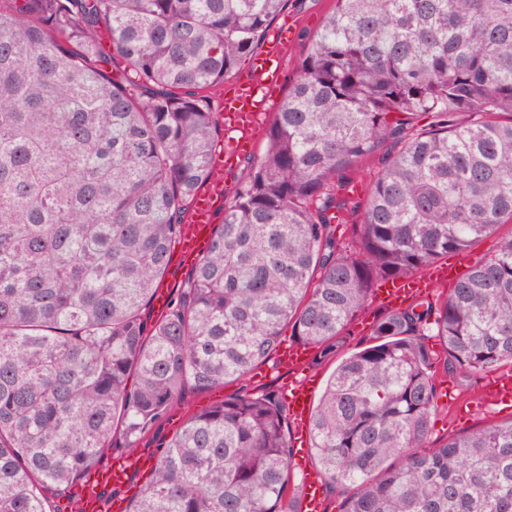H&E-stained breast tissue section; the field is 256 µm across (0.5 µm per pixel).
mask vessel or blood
Instances as JSON below:
<instances>
[{
  "label": "vessel or blood",
  "instance_id": "b4317fda",
  "mask_svg": "<svg viewBox=\"0 0 512 512\" xmlns=\"http://www.w3.org/2000/svg\"><path fill=\"white\" fill-rule=\"evenodd\" d=\"M289 37L286 31L275 33L268 49L253 57L249 65L250 77L225 88L223 112L227 139L222 142L220 150L212 154L209 178L193 198L186 227L180 237V251L186 262L196 263L209 246L214 214L224 204V171L234 164L245 145L252 143L265 122L268 109L262 91L266 86L283 83L284 73L279 58ZM465 263V257L460 255L454 262L437 265L428 276L382 282L375 290V297L391 309L403 308L414 298L425 296L433 286L456 281L459 269ZM288 414L295 436L306 434L310 416V392L306 383L294 387L288 401ZM150 464V459L141 456L114 458L107 467L84 481L76 504L78 512H125L121 499L103 501L101 488L123 485L131 471ZM300 505L302 512H324L323 485L318 475L309 473L303 477Z\"/></svg>",
  "mask_w": 512,
  "mask_h": 512
}]
</instances>
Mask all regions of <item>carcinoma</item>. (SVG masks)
I'll return each mask as SVG.
<instances>
[{
  "mask_svg": "<svg viewBox=\"0 0 512 512\" xmlns=\"http://www.w3.org/2000/svg\"><path fill=\"white\" fill-rule=\"evenodd\" d=\"M287 3L0 0V512H50L43 490L133 455L186 389L247 381L286 325L316 360L339 355L377 281L512 224V0H336L208 250L148 323L218 136L199 90ZM102 28L128 74L103 66ZM366 161L367 197L338 194ZM370 340L310 416L340 512H512V419L430 443L437 369L512 363V238ZM292 457L280 397L245 387L186 420L127 512H300Z\"/></svg>",
  "mask_w": 512,
  "mask_h": 512,
  "instance_id": "1",
  "label": "carcinoma"
}]
</instances>
